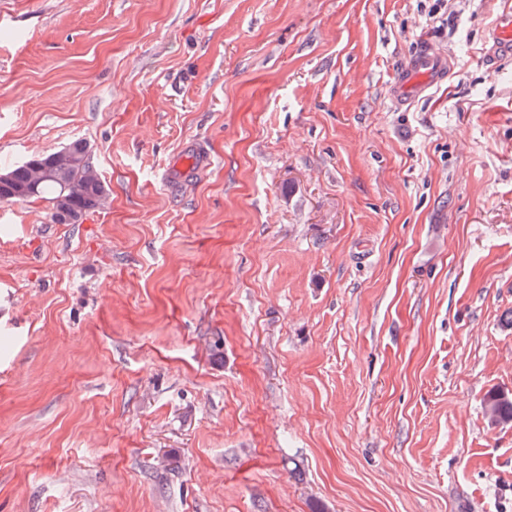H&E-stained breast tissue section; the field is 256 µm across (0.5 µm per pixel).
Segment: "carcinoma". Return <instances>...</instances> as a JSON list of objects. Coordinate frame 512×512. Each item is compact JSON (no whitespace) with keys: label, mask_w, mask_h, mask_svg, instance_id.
<instances>
[{"label":"carcinoma","mask_w":512,"mask_h":512,"mask_svg":"<svg viewBox=\"0 0 512 512\" xmlns=\"http://www.w3.org/2000/svg\"><path fill=\"white\" fill-rule=\"evenodd\" d=\"M3 176L6 181L0 185L1 203L42 197L51 204V218L56 224H76L108 202V189L91 161V147L82 139L52 153L35 154L3 172ZM483 409L492 425L512 423V393L489 392Z\"/></svg>","instance_id":"1"}]
</instances>
